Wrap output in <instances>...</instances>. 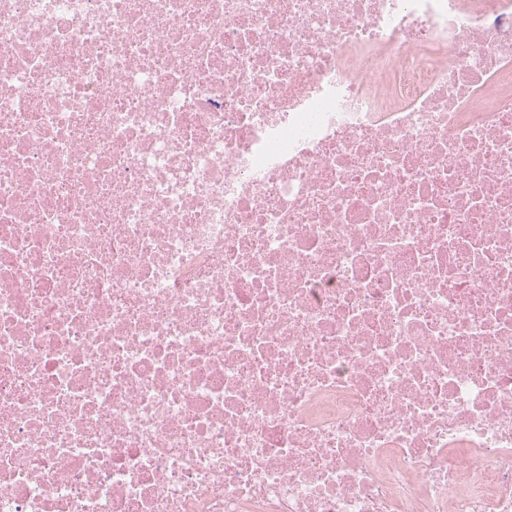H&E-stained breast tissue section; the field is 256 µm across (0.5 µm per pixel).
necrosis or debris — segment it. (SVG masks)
<instances>
[{"label":"necrosis or debris","mask_w":512,"mask_h":512,"mask_svg":"<svg viewBox=\"0 0 512 512\" xmlns=\"http://www.w3.org/2000/svg\"><path fill=\"white\" fill-rule=\"evenodd\" d=\"M0 512H512V0H0Z\"/></svg>","instance_id":"necrosis-or-debris-1"}]
</instances>
